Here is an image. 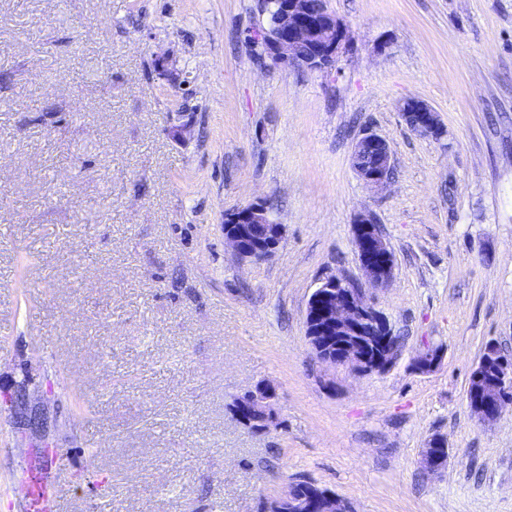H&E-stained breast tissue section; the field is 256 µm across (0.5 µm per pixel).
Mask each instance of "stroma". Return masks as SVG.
Returning <instances> with one entry per match:
<instances>
[{
  "label": "stroma",
  "instance_id": "35a3bbf8",
  "mask_svg": "<svg viewBox=\"0 0 512 512\" xmlns=\"http://www.w3.org/2000/svg\"><path fill=\"white\" fill-rule=\"evenodd\" d=\"M325 2L344 46L302 71L257 44L256 0H0V512L48 446L59 512H259L298 480L353 512H512V406L483 424L466 396L487 343L512 356V0ZM366 129L384 189L352 166ZM260 197L286 237L245 262L224 216ZM366 209L401 349L372 373L305 327L321 278H360ZM263 383L276 424L253 433L230 407ZM400 110L406 124L419 135L436 139L442 135L439 114L427 103L407 99L402 103ZM352 157L354 170L360 179L371 187L390 183L393 156L388 141L372 130H366L354 141ZM377 217L369 210L360 212L353 224V242L365 283L377 288L388 284L395 271L394 251ZM449 457L448 446L442 437L431 438L423 452V464L430 472H439L447 464Z\"/></svg>",
  "mask_w": 512,
  "mask_h": 512
}]
</instances>
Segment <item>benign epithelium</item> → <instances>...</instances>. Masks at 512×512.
Instances as JSON below:
<instances>
[{"label":"benign epithelium","mask_w":512,"mask_h":512,"mask_svg":"<svg viewBox=\"0 0 512 512\" xmlns=\"http://www.w3.org/2000/svg\"><path fill=\"white\" fill-rule=\"evenodd\" d=\"M258 5L268 15L259 37L274 62L308 71L336 65L343 30L326 7H316L312 0H258ZM401 114L422 136L438 138L443 133L439 114L423 101L405 100ZM352 157L354 170L366 185L377 188L390 183L393 156L383 136L364 131L354 141ZM285 235V226L273 221L269 203L263 198L224 216V242L242 261L272 257ZM353 242L365 283L374 288L388 284L395 271L394 251L371 211L360 212L354 220ZM363 284L334 274L323 278L306 305V336L322 363L350 364L362 373L384 371L398 359L391 343L392 328ZM275 397L276 390L268 383L251 389L238 397L235 416L245 421L256 415L263 424L272 423ZM468 403L483 422L496 420L512 403V358L503 356L493 343L485 346L470 372ZM448 457L444 439L435 436L423 452V464L429 471L439 472ZM262 512H351V508L326 491L310 497L283 494L265 503Z\"/></svg>","instance_id":"obj_1"}]
</instances>
